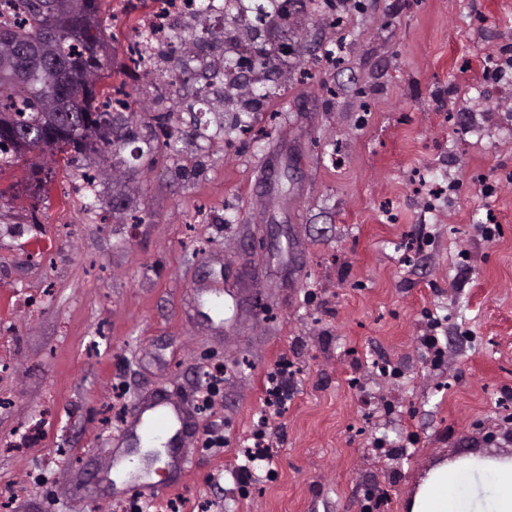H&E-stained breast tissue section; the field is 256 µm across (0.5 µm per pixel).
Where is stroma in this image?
Listing matches in <instances>:
<instances>
[{
    "label": "stroma",
    "mask_w": 512,
    "mask_h": 512,
    "mask_svg": "<svg viewBox=\"0 0 512 512\" xmlns=\"http://www.w3.org/2000/svg\"><path fill=\"white\" fill-rule=\"evenodd\" d=\"M152 8L103 3L130 147L58 162L44 195L0 172V512H132L165 489L182 512H403L432 463L511 452L512 103L489 72L512 0H307L260 39L298 51L253 112L173 59L134 68ZM283 357L273 475L246 490ZM118 388L190 414L169 458L114 421ZM293 376L292 364L288 360L279 362L276 368L269 373L266 387V405L281 406L288 393V380ZM224 381V368L217 367L209 373V381L198 391L197 402L201 410H211L215 405V397L219 392V385ZM253 445L245 448L243 452L244 463L241 464L239 475L248 480H255L254 464L257 459L265 461L269 455V443L265 440V433L258 429L253 437Z\"/></svg>",
    "instance_id": "1"
}]
</instances>
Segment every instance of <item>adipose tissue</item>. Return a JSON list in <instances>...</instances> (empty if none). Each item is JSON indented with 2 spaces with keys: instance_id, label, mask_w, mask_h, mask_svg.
Returning a JSON list of instances; mask_svg holds the SVG:
<instances>
[{
  "instance_id": "adipose-tissue-1",
  "label": "adipose tissue",
  "mask_w": 512,
  "mask_h": 512,
  "mask_svg": "<svg viewBox=\"0 0 512 512\" xmlns=\"http://www.w3.org/2000/svg\"><path fill=\"white\" fill-rule=\"evenodd\" d=\"M405 512H512V454L468 451L434 463Z\"/></svg>"
}]
</instances>
